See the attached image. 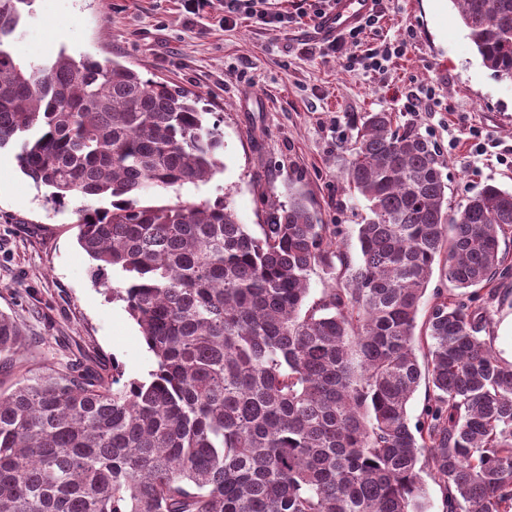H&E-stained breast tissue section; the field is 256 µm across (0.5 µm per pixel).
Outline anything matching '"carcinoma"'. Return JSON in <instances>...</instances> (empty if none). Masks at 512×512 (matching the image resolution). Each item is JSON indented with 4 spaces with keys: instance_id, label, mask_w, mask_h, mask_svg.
I'll use <instances>...</instances> for the list:
<instances>
[{
    "instance_id": "obj_1",
    "label": "carcinoma",
    "mask_w": 512,
    "mask_h": 512,
    "mask_svg": "<svg viewBox=\"0 0 512 512\" xmlns=\"http://www.w3.org/2000/svg\"><path fill=\"white\" fill-rule=\"evenodd\" d=\"M33 2L0 0V148L53 201L112 198L76 210L77 240L154 367L120 385L50 362L0 391V512H426L424 473L446 512H512V363L478 305L512 270V191L451 205L435 144L369 112L342 169L369 210L356 266L299 191L257 234L223 199L143 201L209 182L222 130L200 95L114 61L21 66L6 43ZM453 2L512 84V0ZM436 270L451 288L419 322ZM24 346L0 311V368Z\"/></svg>"
}]
</instances>
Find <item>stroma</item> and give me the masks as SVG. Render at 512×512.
<instances>
[{
    "mask_svg": "<svg viewBox=\"0 0 512 512\" xmlns=\"http://www.w3.org/2000/svg\"><path fill=\"white\" fill-rule=\"evenodd\" d=\"M34 0L6 48L22 64L59 52L89 53L201 94L219 115L223 168L200 188L152 189L147 199L173 202L224 198L239 223L256 229L290 189L305 193L323 223L338 225L352 264L361 259L356 225L364 200L341 177L362 117L392 113L435 142L446 165L448 197L460 201L485 185L512 190V84L482 63L452 0H380L378 28L362 49L408 40L404 56L383 70L349 67L327 51L316 28L317 0H262L294 16L285 28L224 22V0ZM67 38L48 40L50 24ZM431 88L419 111L409 96ZM16 145L0 148V311L22 328L21 361L0 370V390L14 388L45 361L118 368L123 380L145 379L154 367L140 329L123 301L95 287L91 263L77 243L80 202L53 203L50 190L22 173ZM503 301H490L497 356L512 359V275L499 279Z\"/></svg>",
    "mask_w": 512,
    "mask_h": 512,
    "instance_id": "1",
    "label": "stroma"
}]
</instances>
